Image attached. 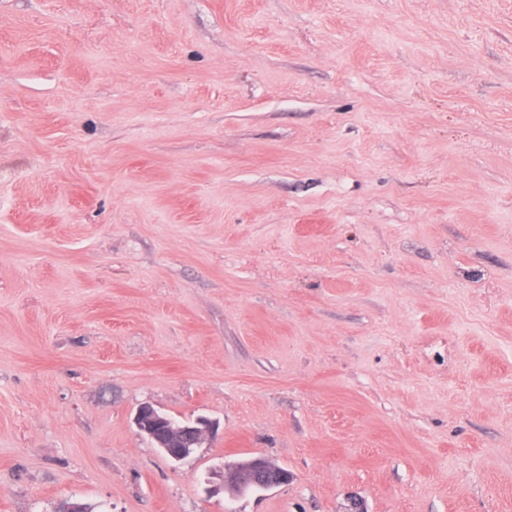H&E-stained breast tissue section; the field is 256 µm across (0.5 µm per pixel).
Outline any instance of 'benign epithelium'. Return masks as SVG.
<instances>
[{"instance_id": "1", "label": "benign epithelium", "mask_w": 512, "mask_h": 512, "mask_svg": "<svg viewBox=\"0 0 512 512\" xmlns=\"http://www.w3.org/2000/svg\"><path fill=\"white\" fill-rule=\"evenodd\" d=\"M134 424L140 436L173 462L185 460L201 447L214 427L206 417L175 422L150 404L138 407ZM219 477L222 481L236 483L239 488L252 486L260 490L277 488L292 480L288 470L261 457L226 463L219 471Z\"/></svg>"}]
</instances>
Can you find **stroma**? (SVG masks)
Returning a JSON list of instances; mask_svg holds the SVG:
<instances>
[{
  "label": "stroma",
  "mask_w": 512,
  "mask_h": 512,
  "mask_svg": "<svg viewBox=\"0 0 512 512\" xmlns=\"http://www.w3.org/2000/svg\"><path fill=\"white\" fill-rule=\"evenodd\" d=\"M67 498L512 512V0H0V512ZM133 421L139 435L172 462L188 458L207 440L214 427L206 417L175 422L150 404L140 405ZM216 475L220 477L222 488L224 480L234 482L237 487H256L260 490H269L287 485L292 480L288 470L273 466L268 460L261 457L224 463L222 470Z\"/></svg>",
  "instance_id": "1"
}]
</instances>
